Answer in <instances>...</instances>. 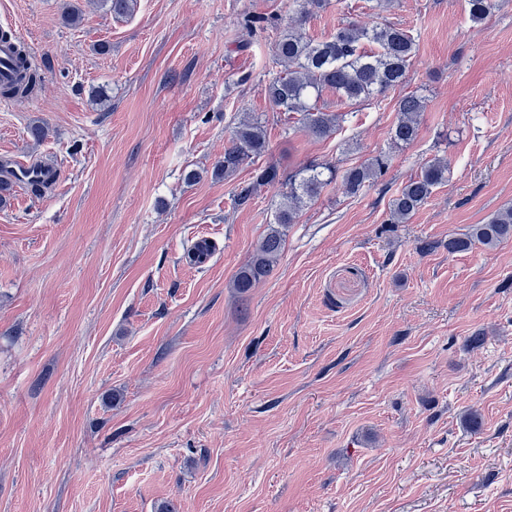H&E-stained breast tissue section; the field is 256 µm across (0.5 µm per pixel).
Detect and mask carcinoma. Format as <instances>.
<instances>
[{"label": "carcinoma", "mask_w": 512, "mask_h": 512, "mask_svg": "<svg viewBox=\"0 0 512 512\" xmlns=\"http://www.w3.org/2000/svg\"><path fill=\"white\" fill-rule=\"evenodd\" d=\"M292 4L296 8L292 9L291 21L274 46L284 75L269 83L267 94L280 111L299 115L305 132L317 138L328 137L338 130L340 116L323 111L311 97L318 98L322 92L331 90L351 104L361 105L402 85L415 56V39L409 31L386 22L371 28L343 23L330 38L316 41L302 32V24L325 7L328 0H292ZM496 6L497 0H467L469 18L476 24L486 22ZM17 69L18 82L1 89L0 96L22 103L34 97L43 82L22 42L17 48ZM425 108V99L415 93L398 100L397 120L390 130L393 144L409 145L415 141ZM266 150L264 126L254 120L242 121L233 130L229 146L224 148V157L215 164L213 174H232L254 163ZM388 161L389 157L380 153L344 170L334 162L314 161L286 174L274 166L256 169L252 182L238 193V205L247 204L262 186L280 184L285 193L274 224L259 241L251 260L237 272L233 287L245 293L269 275L284 249L288 225L297 223L303 208L336 178H341L347 193L356 195L379 182ZM448 173V161L442 158L425 162L420 173L409 178L391 199L387 223H407L428 202L434 189L448 180ZM511 239L510 207L498 211L487 223L475 225L468 234L448 238L447 247L450 253L464 252L478 242L493 249ZM214 251L211 241L200 239L186 249L184 260L191 266H201Z\"/></svg>", "instance_id": "1"}]
</instances>
